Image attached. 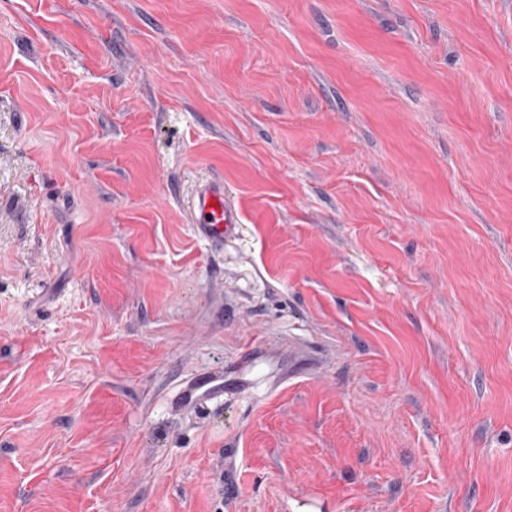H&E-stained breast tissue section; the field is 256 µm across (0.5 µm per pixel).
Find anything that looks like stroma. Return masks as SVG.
Listing matches in <instances>:
<instances>
[{
  "mask_svg": "<svg viewBox=\"0 0 512 512\" xmlns=\"http://www.w3.org/2000/svg\"><path fill=\"white\" fill-rule=\"evenodd\" d=\"M0 512H512V0H0ZM194 209L197 235L211 245L224 243L240 224L239 213L224 202V184L209 182L198 190Z\"/></svg>",
  "mask_w": 512,
  "mask_h": 512,
  "instance_id": "1",
  "label": "stroma"
}]
</instances>
